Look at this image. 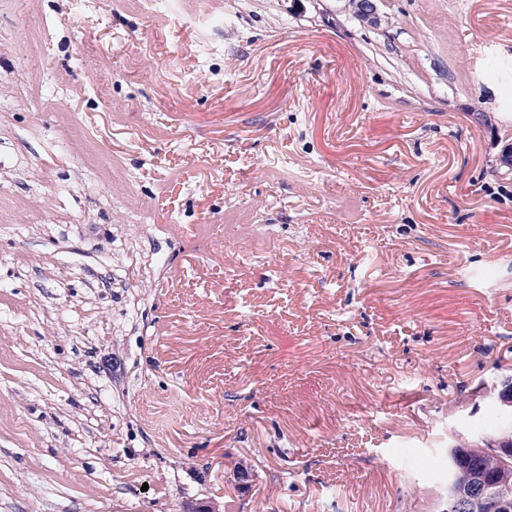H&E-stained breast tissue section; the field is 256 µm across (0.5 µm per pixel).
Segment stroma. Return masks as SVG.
Listing matches in <instances>:
<instances>
[{
	"label": "stroma",
	"mask_w": 512,
	"mask_h": 512,
	"mask_svg": "<svg viewBox=\"0 0 512 512\" xmlns=\"http://www.w3.org/2000/svg\"><path fill=\"white\" fill-rule=\"evenodd\" d=\"M339 8L0 0V512H445L512 374V0ZM343 4L342 12L350 14L364 25L379 28L382 23H388V17L381 10L382 0H338Z\"/></svg>",
	"instance_id": "35a3bbf8"
}]
</instances>
